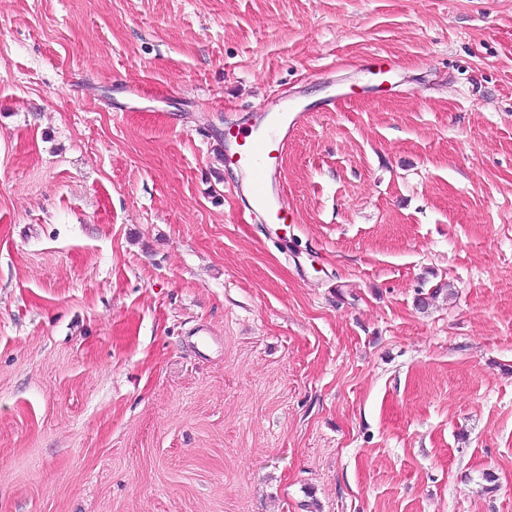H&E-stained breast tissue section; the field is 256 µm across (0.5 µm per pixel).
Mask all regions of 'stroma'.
Returning <instances> with one entry per match:
<instances>
[{
	"label": "stroma",
	"mask_w": 512,
	"mask_h": 512,
	"mask_svg": "<svg viewBox=\"0 0 512 512\" xmlns=\"http://www.w3.org/2000/svg\"><path fill=\"white\" fill-rule=\"evenodd\" d=\"M0 512H512V0H0ZM310 112L282 98L277 112H265L258 124L248 131L237 129L227 133L237 148L224 154L229 163L250 175L249 200L252 210L263 214L270 224H288L290 208L284 198H273L270 185L279 172L283 156L294 133L309 119Z\"/></svg>",
	"instance_id": "1"
}]
</instances>
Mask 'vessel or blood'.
<instances>
[{"mask_svg": "<svg viewBox=\"0 0 512 512\" xmlns=\"http://www.w3.org/2000/svg\"><path fill=\"white\" fill-rule=\"evenodd\" d=\"M309 116L308 110L285 101L278 111L264 113L250 130L232 133L237 148L226 153L224 160L249 173L250 207L270 223H287L291 215L283 198L272 197L270 185L294 133L307 123Z\"/></svg>", "mask_w": 512, "mask_h": 512, "instance_id": "1", "label": "vessel or blood"}]
</instances>
